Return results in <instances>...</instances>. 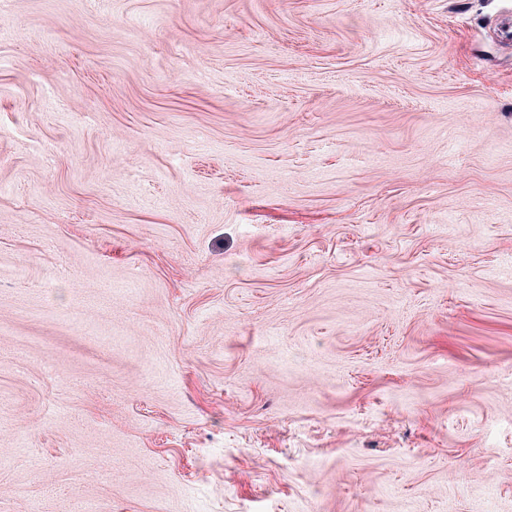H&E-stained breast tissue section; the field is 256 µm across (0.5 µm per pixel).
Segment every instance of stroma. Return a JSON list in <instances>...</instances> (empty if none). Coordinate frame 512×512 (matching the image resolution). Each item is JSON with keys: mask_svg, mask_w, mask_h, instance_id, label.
Instances as JSON below:
<instances>
[{"mask_svg": "<svg viewBox=\"0 0 512 512\" xmlns=\"http://www.w3.org/2000/svg\"><path fill=\"white\" fill-rule=\"evenodd\" d=\"M512 512V0H0V512Z\"/></svg>", "mask_w": 512, "mask_h": 512, "instance_id": "obj_1", "label": "stroma"}]
</instances>
